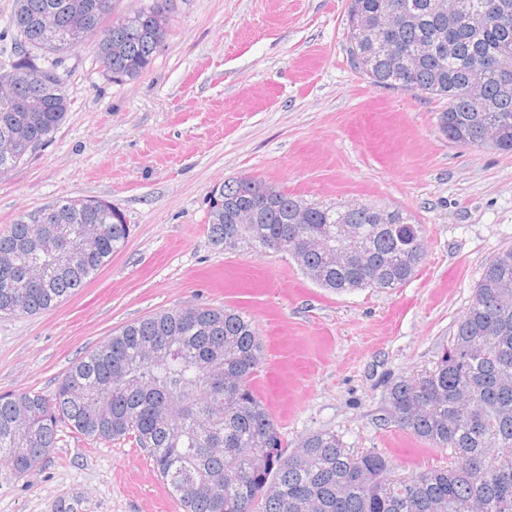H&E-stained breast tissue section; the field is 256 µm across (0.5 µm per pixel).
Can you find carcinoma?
I'll return each mask as SVG.
<instances>
[{
    "instance_id": "obj_1",
    "label": "carcinoma",
    "mask_w": 512,
    "mask_h": 512,
    "mask_svg": "<svg viewBox=\"0 0 512 512\" xmlns=\"http://www.w3.org/2000/svg\"><path fill=\"white\" fill-rule=\"evenodd\" d=\"M171 0L121 22L113 0H16L15 46L5 74L36 94L39 112L23 127L31 149L3 162L15 168L58 129L69 101L64 78L39 61L79 48L98 33L95 56L114 82L138 77L162 47ZM349 0L348 53L373 85L447 101L437 127L449 142L512 152V0ZM49 15L61 39L47 40ZM382 22L388 38L360 30ZM244 177L207 197L208 236L224 249L239 211L252 206ZM257 212L262 234L288 241V255L317 286L335 293L407 283L424 256L421 225L399 207L309 202L272 186ZM367 239L364 262L332 264L303 249L293 231L336 242V225ZM130 228L112 204L65 198L21 214L0 233V313L35 315L85 287L121 251ZM262 359L243 312L195 305L153 313L112 333L76 361L53 396L0 395V461L12 475L38 469L62 426L92 443L128 440L146 450L181 512H512V247L488 264L456 332L429 370L393 378L384 421L433 448L453 451L448 467L392 475L379 451L354 454L330 430L282 451L278 427L251 386Z\"/></svg>"
}]
</instances>
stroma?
Returning <instances> with one entry per match:
<instances>
[{
    "label": "stroma",
    "mask_w": 512,
    "mask_h": 512,
    "mask_svg": "<svg viewBox=\"0 0 512 512\" xmlns=\"http://www.w3.org/2000/svg\"><path fill=\"white\" fill-rule=\"evenodd\" d=\"M347 0H172L167 39L135 79L108 80L92 47L58 64L70 109L49 143L0 179V231L62 197L112 203L126 247L85 288L36 314H0V394L53 393L120 327L189 305L234 307L263 347L253 387L293 450L335 431L396 476L449 465L384 423L385 384L432 369L485 267L512 246V153L459 147L442 100L383 89L347 52ZM252 176L318 203L400 206L424 260L394 289L335 294L288 255L217 251L206 197ZM0 512H180L147 453L62 429L25 477L0 465Z\"/></svg>",
    "instance_id": "stroma-1"
}]
</instances>
